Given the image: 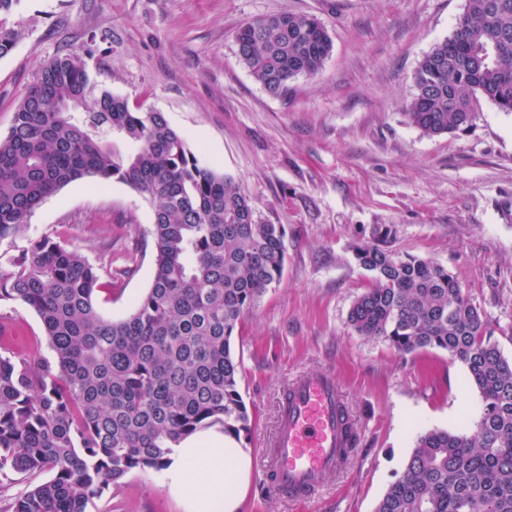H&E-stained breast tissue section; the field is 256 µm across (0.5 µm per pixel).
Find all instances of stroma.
<instances>
[{"mask_svg":"<svg viewBox=\"0 0 512 512\" xmlns=\"http://www.w3.org/2000/svg\"><path fill=\"white\" fill-rule=\"evenodd\" d=\"M465 0H19L0 24L22 36L0 57V135L42 67L81 57L100 88L164 113L190 147L234 178L257 218L282 225L280 281L239 325L241 393L252 419L237 512H375L430 429L473 432L481 398L465 367L438 349L397 352L348 324L371 282L353 249L374 227L392 247L448 268L512 360V113L481 101L463 131L427 136L405 111L418 63L448 37ZM317 17L332 40L322 69L268 93L241 63L244 22ZM152 208L129 186L71 183L30 219L27 238L68 239L101 269L96 302L114 320L148 290ZM27 238L17 239L25 246ZM0 344L48 354L37 314L0 305ZM330 368L359 427L348 465L320 496L291 503L263 479L257 452L285 383ZM88 512H186L164 473L134 471Z\"/></svg>","mask_w":512,"mask_h":512,"instance_id":"1","label":"stroma"}]
</instances>
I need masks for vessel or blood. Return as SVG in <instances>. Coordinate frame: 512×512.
<instances>
[{
    "instance_id": "b4317fda",
    "label": "vessel or blood",
    "mask_w": 512,
    "mask_h": 512,
    "mask_svg": "<svg viewBox=\"0 0 512 512\" xmlns=\"http://www.w3.org/2000/svg\"><path fill=\"white\" fill-rule=\"evenodd\" d=\"M350 423L334 371L287 383L275 434L261 454L267 484L294 503L316 498L352 454Z\"/></svg>"
}]
</instances>
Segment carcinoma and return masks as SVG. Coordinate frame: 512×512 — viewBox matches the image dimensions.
<instances>
[{
  "label": "carcinoma",
  "instance_id": "carcinoma-1",
  "mask_svg": "<svg viewBox=\"0 0 512 512\" xmlns=\"http://www.w3.org/2000/svg\"><path fill=\"white\" fill-rule=\"evenodd\" d=\"M21 35L0 25V57ZM239 58L272 94L312 76L332 49L314 17L278 13L242 25ZM486 100L512 112V0H466L451 35L424 54L405 116L428 136L471 125ZM131 146L123 154L109 144ZM117 181L152 207L154 273L126 317L94 303L101 277L59 236L28 240L0 262V302L39 316L49 355L0 348V473L50 478L11 512H86L134 470L162 471L187 437L218 427L237 440L250 415L232 337L284 265V230L258 220L235 180L202 162L162 112L97 90L83 60L39 72L0 136V244L26 234L49 196L77 181ZM373 229L354 249L371 284L350 326L400 353L448 352L482 399L471 433L420 434L375 512H512V361L448 268L386 246Z\"/></svg>",
  "mask_w": 512,
  "mask_h": 512
}]
</instances>
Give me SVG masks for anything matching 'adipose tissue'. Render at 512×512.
<instances>
[{
    "label": "adipose tissue",
    "instance_id": "adipose-tissue-1",
    "mask_svg": "<svg viewBox=\"0 0 512 512\" xmlns=\"http://www.w3.org/2000/svg\"><path fill=\"white\" fill-rule=\"evenodd\" d=\"M246 457L233 438L187 439L167 468L170 487L184 495L188 512H236Z\"/></svg>",
    "mask_w": 512,
    "mask_h": 512
}]
</instances>
